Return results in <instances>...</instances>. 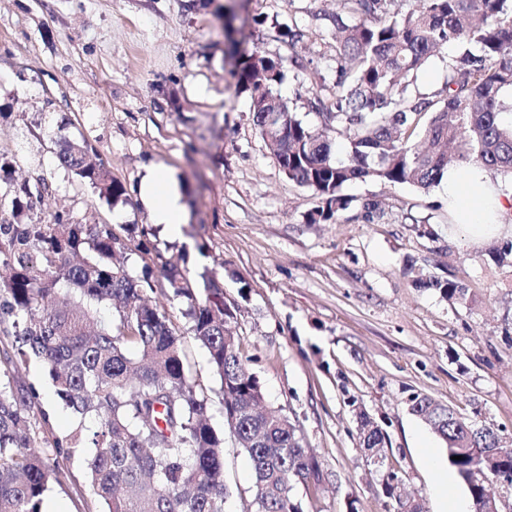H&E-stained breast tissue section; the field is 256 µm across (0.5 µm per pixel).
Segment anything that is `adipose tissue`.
Masks as SVG:
<instances>
[{"instance_id":"obj_1","label":"adipose tissue","mask_w":512,"mask_h":512,"mask_svg":"<svg viewBox=\"0 0 512 512\" xmlns=\"http://www.w3.org/2000/svg\"><path fill=\"white\" fill-rule=\"evenodd\" d=\"M446 183L448 208L458 224L466 229L469 242L482 244L493 239L498 232V216L503 204L484 170L471 166L449 171ZM139 195L154 223L162 225L170 236H181L186 220L184 195L165 167L146 168L140 180Z\"/></svg>"}]
</instances>
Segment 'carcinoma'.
<instances>
[{"label":"carcinoma","mask_w":512,"mask_h":512,"mask_svg":"<svg viewBox=\"0 0 512 512\" xmlns=\"http://www.w3.org/2000/svg\"><path fill=\"white\" fill-rule=\"evenodd\" d=\"M394 0H342L344 11L316 15L330 22L336 42V82L329 95L309 101L314 128L278 94L288 60L253 50L239 56L237 88L248 95L256 131L281 170L322 198L313 224L350 208L344 188L367 179L426 190L450 168L478 165L512 180V0H414L399 15ZM442 87L415 89L418 72L448 42ZM58 164L112 203L126 201L124 185L85 141L68 139ZM12 157L0 153V183L10 187L9 221L0 220V512H44L51 485L69 477L58 457L92 449L90 490L106 512H224V434L209 415L212 397L185 363L182 337L167 313L144 296L165 288L183 302L181 315L205 349L219 379L224 427L247 454L254 473L246 512H304L295 490L319 489L318 458L297 420L265 404L259 379L246 367L236 331L239 306L226 299L218 274L196 275L162 263L163 281L149 265L132 275L127 253L155 250L147 229L80 224L66 211L31 217L35 200L52 194L37 179L11 183ZM491 261L512 267V241L492 247ZM418 288L465 304L469 288L451 275L418 273ZM66 285L69 301L49 306ZM106 305L100 324L93 307ZM43 362L57 396L78 419L76 427L47 436L46 414L35 416L39 394L19 379L33 359ZM410 414L445 444L449 464L467 486L474 512H489L487 481L512 485V448L500 430L415 393ZM359 443L377 454L383 428L358 414Z\"/></svg>","instance_id":"obj_1"}]
</instances>
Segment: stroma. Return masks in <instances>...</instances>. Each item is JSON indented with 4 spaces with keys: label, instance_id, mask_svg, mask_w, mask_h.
I'll return each instance as SVG.
<instances>
[{
    "label": "stroma",
    "instance_id": "35a3bbf8",
    "mask_svg": "<svg viewBox=\"0 0 512 512\" xmlns=\"http://www.w3.org/2000/svg\"><path fill=\"white\" fill-rule=\"evenodd\" d=\"M339 9L338 0H0V153L13 157L17 182L51 183L38 216L63 210L81 223L143 226L161 252L153 268L173 259L216 269L242 308V348L268 403L297 418L321 465L318 498L297 492L305 512H347L352 500L358 512H396L382 493L392 470L402 493L437 512V475L421 447L441 458L446 450L405 401L425 393L512 435V268L466 245L443 183L356 182L344 189L348 210L310 223L322 200L288 179L255 130L249 98L234 88L231 46L296 58L279 92L316 123L308 101L326 92L336 63L331 27L313 26L311 14ZM293 24L310 32L291 47L279 30ZM63 136L95 147L129 189L126 202L107 201L57 164ZM152 163L184 191L181 239L153 224L134 192ZM368 198L382 207L371 223L359 216ZM417 221L436 240L418 237ZM409 263L454 274L473 303L452 306L415 287ZM152 299L183 335L193 375L216 387L180 302L165 290ZM20 378L37 389L52 432L74 427L41 362ZM361 411L387 433L383 463L359 446ZM87 457L69 459V480L47 494L60 512H104L87 489ZM224 472L225 512H243L253 472L229 442Z\"/></svg>",
    "mask_w": 512,
    "mask_h": 512
}]
</instances>
